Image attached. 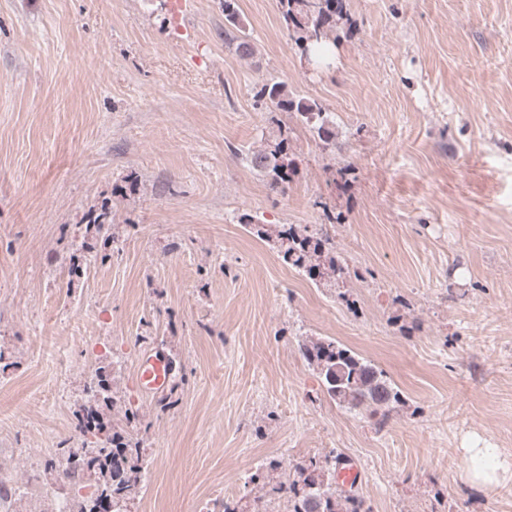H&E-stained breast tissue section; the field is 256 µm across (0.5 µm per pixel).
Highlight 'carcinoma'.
<instances>
[{"label": "carcinoma", "mask_w": 512, "mask_h": 512, "mask_svg": "<svg viewBox=\"0 0 512 512\" xmlns=\"http://www.w3.org/2000/svg\"><path fill=\"white\" fill-rule=\"evenodd\" d=\"M282 23L301 56L311 58L327 47L347 18V0H278ZM224 41L244 58L254 53L249 36L242 30L236 0H224ZM259 98L269 101L281 112H295L316 132L326 146H336V131L323 107L311 100L294 98L280 83L264 85ZM288 131L262 149L247 154L251 165L263 173L269 185L280 188L290 180L296 163L288 156ZM246 225L260 238H275L284 262L304 271L310 279L343 273L333 251L331 238L308 227L284 224L270 231L267 225L246 217ZM303 358L317 370L327 395L339 406L351 411H378L401 401L393 386L371 361L333 339L311 340L299 346ZM112 403V378L108 367L98 368L89 386L87 402L76 411V426L81 433L95 438L89 449L68 451L62 474L73 486L92 491L79 495L76 512H101L103 503L124 506L142 491L147 468L141 453L138 411L126 409L124 424L113 425L104 416ZM341 464L334 456L324 461L310 460L295 467L290 482L265 483L266 494L285 498L291 512H361L362 500L352 490L342 489L318 479L324 466ZM22 491L13 480L0 473V503L12 502Z\"/></svg>", "instance_id": "carcinoma-1"}]
</instances>
